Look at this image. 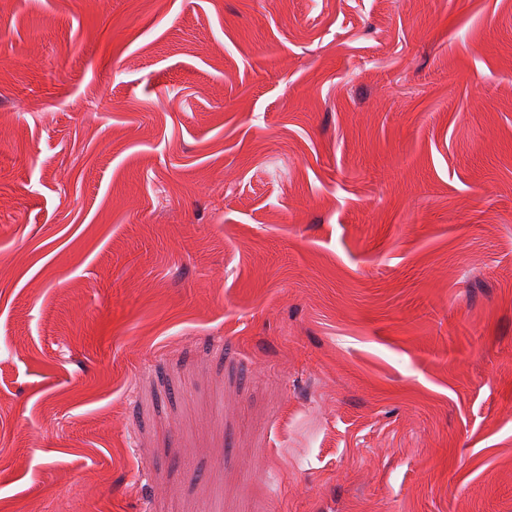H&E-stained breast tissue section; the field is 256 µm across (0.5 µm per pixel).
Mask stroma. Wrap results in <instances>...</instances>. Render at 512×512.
Segmentation results:
<instances>
[{
  "mask_svg": "<svg viewBox=\"0 0 512 512\" xmlns=\"http://www.w3.org/2000/svg\"><path fill=\"white\" fill-rule=\"evenodd\" d=\"M0 512H512V0H0Z\"/></svg>",
  "mask_w": 512,
  "mask_h": 512,
  "instance_id": "obj_1",
  "label": "stroma"
}]
</instances>
